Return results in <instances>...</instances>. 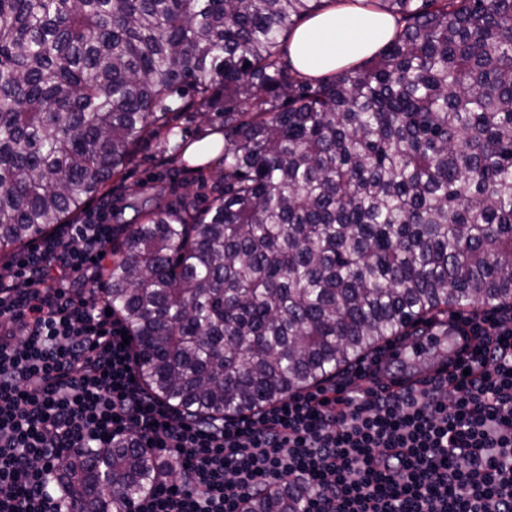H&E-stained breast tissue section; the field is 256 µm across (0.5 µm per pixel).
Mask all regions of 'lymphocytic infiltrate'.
<instances>
[{
  "mask_svg": "<svg viewBox=\"0 0 512 512\" xmlns=\"http://www.w3.org/2000/svg\"><path fill=\"white\" fill-rule=\"evenodd\" d=\"M111 216L103 198L0 277V512H64L62 458L123 441L177 471L131 512H245L277 489L298 512H512V315L468 318V370L428 393L363 386L362 360L258 413L197 420L147 391L106 313Z\"/></svg>",
  "mask_w": 512,
  "mask_h": 512,
  "instance_id": "obj_1",
  "label": "lymphocytic infiltrate"
}]
</instances>
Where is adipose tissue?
Masks as SVG:
<instances>
[{"mask_svg":"<svg viewBox=\"0 0 512 512\" xmlns=\"http://www.w3.org/2000/svg\"><path fill=\"white\" fill-rule=\"evenodd\" d=\"M393 30L390 16L335 4L293 32L290 60L304 73H329L377 52Z\"/></svg>","mask_w":512,"mask_h":512,"instance_id":"ef3b65f1","label":"adipose tissue"}]
</instances>
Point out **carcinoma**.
<instances>
[{
  "instance_id": "obj_1",
  "label": "carcinoma",
  "mask_w": 512,
  "mask_h": 512,
  "mask_svg": "<svg viewBox=\"0 0 512 512\" xmlns=\"http://www.w3.org/2000/svg\"><path fill=\"white\" fill-rule=\"evenodd\" d=\"M346 1L393 37L304 74L291 32ZM213 112L224 190L136 210L103 270L160 400L251 414L453 333L452 308L512 312V0H0V252L74 223L142 141L185 155L173 115ZM164 471L128 445L56 480L67 512H127ZM248 508L297 512L286 490Z\"/></svg>"
}]
</instances>
